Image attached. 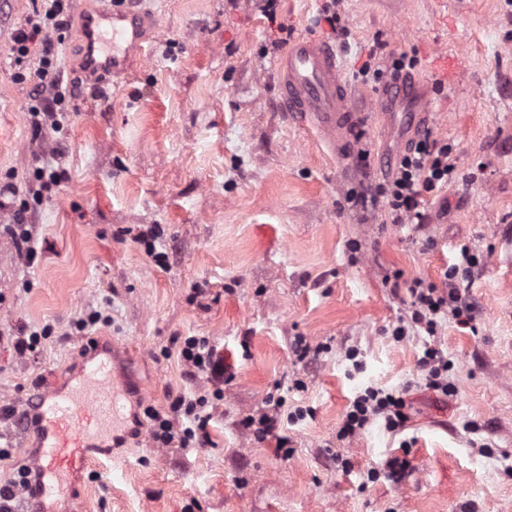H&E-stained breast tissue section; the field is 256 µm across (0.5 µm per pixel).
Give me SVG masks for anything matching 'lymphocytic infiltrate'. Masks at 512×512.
<instances>
[{
	"instance_id": "1",
	"label": "lymphocytic infiltrate",
	"mask_w": 512,
	"mask_h": 512,
	"mask_svg": "<svg viewBox=\"0 0 512 512\" xmlns=\"http://www.w3.org/2000/svg\"><path fill=\"white\" fill-rule=\"evenodd\" d=\"M69 0H44L42 11L28 21V29L19 31L14 38L11 55L16 66H23L30 53V44L42 38L43 50L40 67L35 73L36 88L29 99L28 112L35 128L50 124L60 128L65 116L67 92L59 78L60 64L53 33L62 32V17ZM453 146L433 138L431 132H423L408 144L398 156L391 177L366 192L354 191L351 203L357 205H383L396 224H420L425 220L423 204L426 197L448 186L453 179L451 162ZM479 263L478 256L469 250H461L459 263L446 267L442 283L436 284L416 277L411 279L407 291L411 299L409 325H396L394 339H402L408 327L414 326L430 336L419 359V367L428 389L448 395L454 386L448 379V358L438 345L433 344L441 317L452 316L458 324L467 326L473 321L472 308L462 298L461 284L472 268ZM179 356L190 376L203 375L212 386L209 393L194 398H174L167 410L146 407L145 415L151 422L150 438L156 447L167 448L178 444L182 448H200L208 444V425L211 409L224 399V356L205 336H187L180 343ZM268 410L256 417H249L245 425L257 438L275 435L282 421L296 422L310 416L305 407L286 411L284 396H268ZM402 392L366 387L355 397L346 412L339 438L356 436L375 420H383L388 432L404 430L409 416Z\"/></svg>"
}]
</instances>
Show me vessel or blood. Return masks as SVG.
Masks as SVG:
<instances>
[{"label": "vessel or blood", "instance_id": "vessel-or-blood-1", "mask_svg": "<svg viewBox=\"0 0 512 512\" xmlns=\"http://www.w3.org/2000/svg\"><path fill=\"white\" fill-rule=\"evenodd\" d=\"M146 21L121 4L111 11L84 14L82 70L95 90L106 76L125 74L132 53L140 51ZM282 111L336 146L353 123L349 93L341 79L335 47L312 34L300 37L277 59ZM112 374L111 356L93 351L75 383L54 385L28 406V422L38 441L31 512H50L49 498L67 495L75 472L104 470L106 460L91 450L113 431L120 406L101 387Z\"/></svg>", "mask_w": 512, "mask_h": 512}]
</instances>
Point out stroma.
Returning <instances> with one entry per match:
<instances>
[{
    "mask_svg": "<svg viewBox=\"0 0 512 512\" xmlns=\"http://www.w3.org/2000/svg\"><path fill=\"white\" fill-rule=\"evenodd\" d=\"M334 5L339 31L322 22ZM41 0H0V184L28 217L38 252L27 263L0 211V406L26 408L49 382L80 370L89 343L125 358L112 375L122 409L108 472L74 479L77 512H512V0H134L150 19L142 58L94 94L80 71L84 11L72 0L59 47L68 87L62 130H34L27 111L42 46L16 78L12 39ZM333 43L344 62L354 122L339 154L282 112L275 58L284 32ZM414 57L422 122L451 143L455 178L428 198L422 224H395L348 200L387 178L411 140L375 109L382 85L356 73L370 49ZM455 59L435 77L436 53ZM367 158H360V151ZM58 169L43 189L35 168ZM159 225L158 265L138 234ZM480 258L462 292L475 319H442L435 340L456 392L424 385L426 336L409 320V281H439L461 248ZM402 271L399 283L387 275ZM103 320L77 334L91 312ZM51 326L37 354L12 337ZM224 354V400L210 445L159 448L145 407L206 391L174 354L183 336ZM317 353L300 362L296 338ZM356 359H349V351ZM376 386L406 394L399 433L374 422L342 439L350 401ZM312 417L283 423L287 454L257 439L246 418L268 394ZM0 481L30 464L31 433L0 425ZM408 456L401 481L367 471Z\"/></svg>",
    "mask_w": 512,
    "mask_h": 512,
    "instance_id": "1",
    "label": "stroma"
}]
</instances>
